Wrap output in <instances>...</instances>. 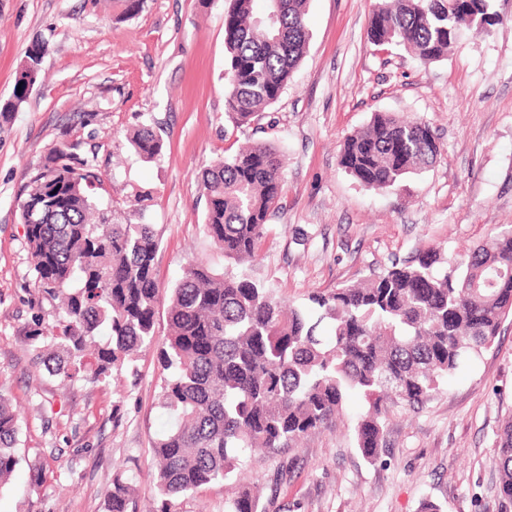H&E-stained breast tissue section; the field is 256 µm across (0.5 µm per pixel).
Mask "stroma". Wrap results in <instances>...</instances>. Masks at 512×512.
<instances>
[{"mask_svg": "<svg viewBox=\"0 0 512 512\" xmlns=\"http://www.w3.org/2000/svg\"><path fill=\"white\" fill-rule=\"evenodd\" d=\"M374 4L310 0L307 53L258 132L224 119L225 0H144L131 17L122 0H0V103L31 44L46 46L40 80L0 119V392L20 417L21 458L0 487V512H108L119 473L133 479L129 512L160 507L148 466L169 420L156 350L109 383L65 385L30 336L35 316L52 322L55 306L37 300L19 203L53 149L96 155L101 200L154 226L160 341L182 268L196 259L231 268L203 230L200 177L233 145L263 140L285 156L282 196L248 273L296 306L424 251L464 258L512 226V0H492L494 24L463 32L427 65L367 43ZM376 112L425 119L442 148L437 163L383 190L348 175L340 149ZM149 121L164 140L151 161L129 141ZM365 406L351 396L341 419L298 447L245 458L237 479L258 486V512H419L425 499L441 512H502L495 441L512 419V319L420 409L388 403L373 461L352 437ZM45 464L46 484L34 485ZM231 496L210 484L169 508L226 512Z\"/></svg>", "mask_w": 512, "mask_h": 512, "instance_id": "35a3bbf8", "label": "stroma"}]
</instances>
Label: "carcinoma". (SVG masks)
I'll return each instance as SVG.
<instances>
[{
	"label": "carcinoma",
	"mask_w": 512,
	"mask_h": 512,
	"mask_svg": "<svg viewBox=\"0 0 512 512\" xmlns=\"http://www.w3.org/2000/svg\"><path fill=\"white\" fill-rule=\"evenodd\" d=\"M256 0H227L224 9L225 120L234 128L259 122L291 83L309 44V0H281L275 19ZM493 17L491 0H376L366 41L397 45L426 65L439 60L457 32ZM44 45L33 44L15 78L21 90L0 105L6 118L30 93ZM146 160L163 150L161 130L144 125L131 137ZM441 146L423 120L376 112L347 138L341 167L366 188L395 187L432 167ZM283 154L258 141L216 161L201 175L204 232L240 272L204 261L182 270L171 288L168 334L156 346L159 303L151 224L121 223L102 208L95 158L56 148L23 189L19 221L35 272L34 288L57 302L56 319L36 321L31 335L50 356L48 372L64 382H106L158 347L161 407L172 427L152 445L155 494L166 505L200 487L233 480L241 457L295 448L327 427L349 396L366 408L352 427L356 448L374 460L386 428L385 405L415 408L466 361L489 348L512 315V229L501 230L453 262L422 252L379 274L309 296L306 308L272 298L245 273L256 255L281 191ZM107 333L102 340L101 332ZM17 414L0 393V486L19 458ZM499 492L512 505V421L497 436ZM132 482L118 474L109 512H127ZM256 494L242 488L229 512H255Z\"/></svg>",
	"instance_id": "1"
}]
</instances>
